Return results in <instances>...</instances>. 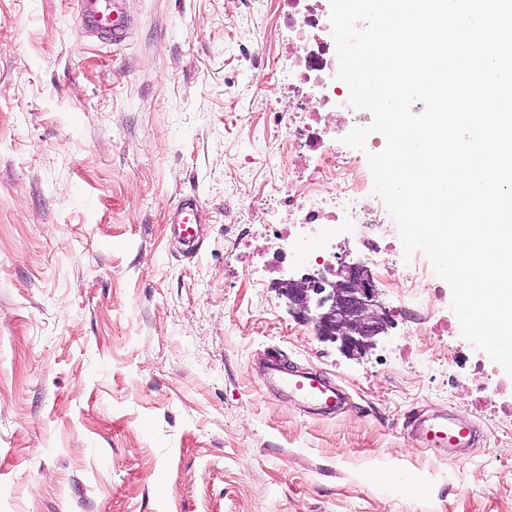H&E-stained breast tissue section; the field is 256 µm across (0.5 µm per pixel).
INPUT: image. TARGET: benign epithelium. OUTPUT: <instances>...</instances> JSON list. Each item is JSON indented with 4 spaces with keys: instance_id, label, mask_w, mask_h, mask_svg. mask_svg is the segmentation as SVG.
Listing matches in <instances>:
<instances>
[{
    "instance_id": "1",
    "label": "benign epithelium",
    "mask_w": 512,
    "mask_h": 512,
    "mask_svg": "<svg viewBox=\"0 0 512 512\" xmlns=\"http://www.w3.org/2000/svg\"><path fill=\"white\" fill-rule=\"evenodd\" d=\"M279 293L317 335L338 344L351 359L374 350L391 327L389 310L380 298L370 268L362 261L325 264L299 277L287 273L277 283Z\"/></svg>"
}]
</instances>
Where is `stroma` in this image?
Here are the masks:
<instances>
[{"instance_id": "stroma-1", "label": "stroma", "mask_w": 512, "mask_h": 512, "mask_svg": "<svg viewBox=\"0 0 512 512\" xmlns=\"http://www.w3.org/2000/svg\"><path fill=\"white\" fill-rule=\"evenodd\" d=\"M121 6L113 45L78 0H0V512H512V376L405 282L359 360L276 289L267 200L297 175L273 112L313 92L283 75L284 0ZM184 195L203 212L191 257ZM317 244L307 271L377 265L355 230ZM270 356L345 404L303 408ZM474 361L504 395L481 400ZM415 412L470 419L479 442L426 448ZM173 213L175 217L174 224H179V237L191 247L193 251L199 244L198 235L192 232L194 224H200L202 220L196 199L192 196H182L176 201Z\"/></svg>"}]
</instances>
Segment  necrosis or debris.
<instances>
[{"label": "necrosis or debris", "instance_id": "obj_1", "mask_svg": "<svg viewBox=\"0 0 512 512\" xmlns=\"http://www.w3.org/2000/svg\"><path fill=\"white\" fill-rule=\"evenodd\" d=\"M320 0H288L283 21L293 30L299 43L291 64V74L318 86L319 94L306 103H295L274 116L284 127L289 141L299 150L319 153L324 169L302 185L297 192L276 201V208L288 213L287 247L297 261L310 256L308 242L299 230L309 224L320 225L324 235L333 236L345 226L378 224L383 208L365 188L370 172L366 154L339 153L324 140L318 129L321 117L338 115L340 124L363 125L367 113L349 102L347 86L337 80L335 46L323 39L328 17Z\"/></svg>", "mask_w": 512, "mask_h": 512}]
</instances>
